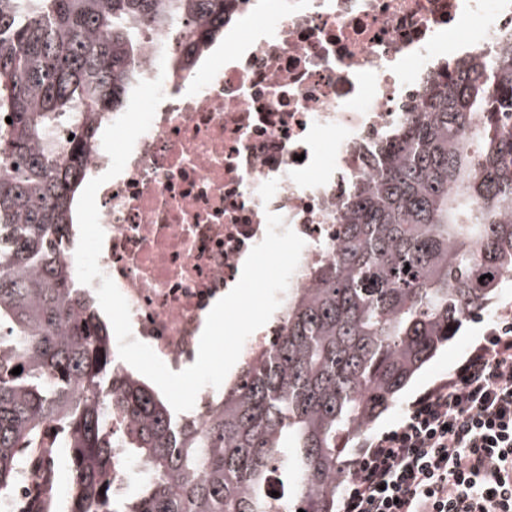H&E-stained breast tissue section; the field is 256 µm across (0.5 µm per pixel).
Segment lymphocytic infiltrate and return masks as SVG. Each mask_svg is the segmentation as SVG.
<instances>
[{"instance_id": "f902f5d3", "label": "lymphocytic infiltrate", "mask_w": 512, "mask_h": 512, "mask_svg": "<svg viewBox=\"0 0 512 512\" xmlns=\"http://www.w3.org/2000/svg\"><path fill=\"white\" fill-rule=\"evenodd\" d=\"M339 512H512V314L356 459Z\"/></svg>"}]
</instances>
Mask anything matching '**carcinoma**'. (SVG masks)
Masks as SVG:
<instances>
[{
	"mask_svg": "<svg viewBox=\"0 0 512 512\" xmlns=\"http://www.w3.org/2000/svg\"><path fill=\"white\" fill-rule=\"evenodd\" d=\"M224 2L0 0V501L33 449L67 448L69 512H336L353 442L512 275L509 41L437 83L380 148L313 286L205 410L174 415L115 363L56 237L99 117L138 78L143 29L191 17L200 47L224 35ZM61 127L73 139L48 138Z\"/></svg>",
	"mask_w": 512,
	"mask_h": 512,
	"instance_id": "carcinoma-1",
	"label": "carcinoma"
}]
</instances>
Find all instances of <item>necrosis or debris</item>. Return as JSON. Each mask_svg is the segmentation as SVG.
<instances>
[{
  "label": "necrosis or debris",
  "instance_id": "4bbe7bcc",
  "mask_svg": "<svg viewBox=\"0 0 512 512\" xmlns=\"http://www.w3.org/2000/svg\"><path fill=\"white\" fill-rule=\"evenodd\" d=\"M467 37H459V30ZM512 39V0H232L224 43L196 50L123 170L99 188V258L134 338L171 370L194 357L212 301L239 280L266 215L305 241L290 285L328 257L371 150L416 120L458 62ZM174 31L144 30L156 71Z\"/></svg>",
  "mask_w": 512,
  "mask_h": 512
}]
</instances>
